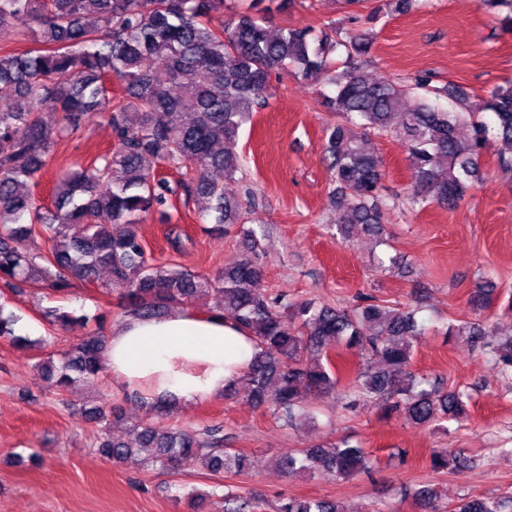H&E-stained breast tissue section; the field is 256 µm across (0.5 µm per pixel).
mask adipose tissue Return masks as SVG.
Instances as JSON below:
<instances>
[{
    "mask_svg": "<svg viewBox=\"0 0 512 512\" xmlns=\"http://www.w3.org/2000/svg\"><path fill=\"white\" fill-rule=\"evenodd\" d=\"M256 352L251 335L234 321L175 308L113 325L105 371L145 397L195 401L222 394Z\"/></svg>",
    "mask_w": 512,
    "mask_h": 512,
    "instance_id": "ef3b65f1",
    "label": "adipose tissue"
}]
</instances>
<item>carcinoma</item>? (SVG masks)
Returning <instances> with one entry per match:
<instances>
[{
  "mask_svg": "<svg viewBox=\"0 0 512 512\" xmlns=\"http://www.w3.org/2000/svg\"><path fill=\"white\" fill-rule=\"evenodd\" d=\"M262 2L251 0L215 28L212 19L224 15V0H0V27L30 33L49 46L44 53L0 50V85L14 88L12 98L0 101V281L13 290L38 283L59 293L73 276L94 283L106 270L111 279L104 288L120 290L126 313L144 317L159 316L169 305L199 294L212 295L208 312L222 313L253 334L258 352L241 379L252 400L271 407L286 428L315 422L306 393L340 388L351 405L371 401L412 425L458 422L470 395L449 391L413 369L424 328L409 308L369 303L349 310L311 301L288 305L269 297L262 287L261 239L250 227L243 228V258L214 277L157 264L146 255L137 230L140 215L164 207L173 192L150 161L177 171L195 168L197 179L180 187L187 201L197 196L214 201L207 207L214 212L209 233L244 223L241 203L205 174L220 169L232 179L241 171L239 129L266 104L270 77L280 72L310 81L324 77L334 87L323 106L343 121L327 128L325 152L344 239L359 227L387 243L382 162L358 145L355 129L404 135L413 209L430 198L450 207L461 200L480 180L479 158L490 138L512 149V80L493 87L479 109L472 95L452 82L434 85L424 75L406 82L372 80L361 71L371 49L366 35L348 33L336 40L333 23L324 21L317 28L285 27L272 36L258 16ZM479 5L497 15L507 9L499 23L512 29V0H479ZM340 48L346 54L341 69L332 58ZM109 75L123 85L115 103L104 87ZM183 84L193 88L191 97L174 93ZM405 95L414 96L415 105L400 112L396 105ZM480 110L491 113L493 123L478 119ZM102 113L112 128L110 148L96 156L93 167L57 179L52 207L36 206L28 184L43 172L58 141ZM465 126L473 131L468 140L460 137ZM103 214L110 223L98 222ZM38 236L47 242L45 253L35 245ZM4 309L0 304V337L20 346L18 317ZM45 316L62 326L85 320L59 308ZM446 335L472 339L501 371L512 372L511 327L462 321L448 324ZM106 342L96 333L39 369L58 391L68 390L77 376L94 380L103 373ZM342 347L370 361L378 358L382 367L359 370L352 385L343 387L333 359ZM85 417L98 427L100 452L115 462L147 450V465L171 472L200 465L238 475L249 464L246 455L224 447L217 425L200 432L141 422L131 426L134 438L116 441L108 436L112 420L119 418L116 408L97 404ZM469 463L445 448L431 454L437 471ZM278 465L288 473L341 479L371 469L367 451L347 439L291 448ZM412 497L429 512H512V495H466L448 511L430 486L414 490ZM255 508L247 495L224 492L225 512ZM277 512L347 510L289 496Z\"/></svg>",
  "mask_w": 512,
  "mask_h": 512,
  "instance_id": "cac0c4a2",
  "label": "carcinoma"
}]
</instances>
